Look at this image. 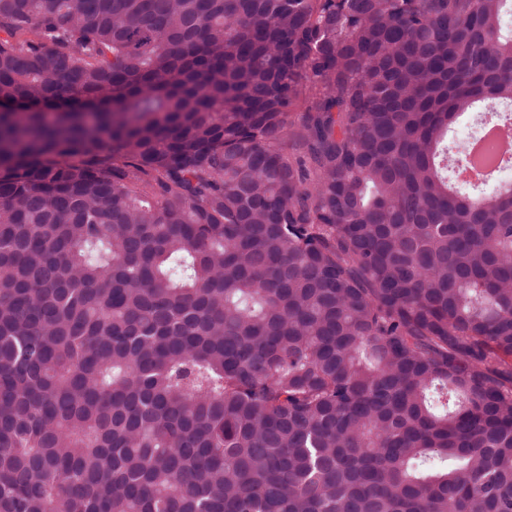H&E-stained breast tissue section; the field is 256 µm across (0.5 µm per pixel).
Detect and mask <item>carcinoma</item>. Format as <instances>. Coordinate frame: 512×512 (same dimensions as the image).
I'll return each instance as SVG.
<instances>
[{"label":"carcinoma","mask_w":512,"mask_h":512,"mask_svg":"<svg viewBox=\"0 0 512 512\" xmlns=\"http://www.w3.org/2000/svg\"><path fill=\"white\" fill-rule=\"evenodd\" d=\"M507 12L0 0V512H512ZM473 115L474 114H469L462 117L460 123L456 125L453 132H451L450 145L453 154L458 152L457 146H467L471 136L478 132L479 128L473 126L477 122L475 118L472 120ZM484 142L476 144L471 157V165L464 168L459 174V180L480 183L492 175L499 167V158L487 161L484 158Z\"/></svg>","instance_id":"obj_1"}]
</instances>
